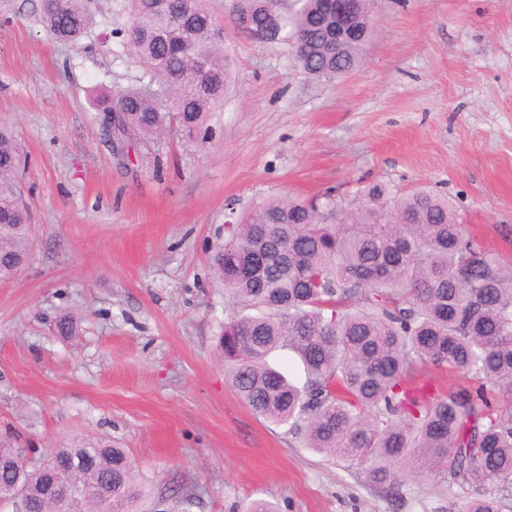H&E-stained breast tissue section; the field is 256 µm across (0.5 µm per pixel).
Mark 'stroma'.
Returning <instances> with one entry per match:
<instances>
[{"label": "stroma", "mask_w": 512, "mask_h": 512, "mask_svg": "<svg viewBox=\"0 0 512 512\" xmlns=\"http://www.w3.org/2000/svg\"><path fill=\"white\" fill-rule=\"evenodd\" d=\"M0 0V124L27 159L29 259L0 283V436L30 464L102 440L139 469L136 512H463L474 488L406 478L402 499L244 405L217 346L230 304L212 274L227 225L274 194L359 201L373 184L448 196L512 266V0H370L349 73L316 79L211 0L233 63L204 145L129 141L117 160L95 94L147 84L122 42L129 0H94L79 44ZM64 311L78 333L55 332Z\"/></svg>", "instance_id": "1"}]
</instances>
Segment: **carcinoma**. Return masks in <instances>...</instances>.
Masks as SVG:
<instances>
[{"label": "carcinoma", "instance_id": "carcinoma-1", "mask_svg": "<svg viewBox=\"0 0 512 512\" xmlns=\"http://www.w3.org/2000/svg\"><path fill=\"white\" fill-rule=\"evenodd\" d=\"M90 4L52 0L38 21L52 39L76 43L93 24ZM327 6L300 0L285 14L244 0L236 15H250L255 30L280 28L298 70L334 78L357 65L361 44L327 41ZM130 12L123 47L150 81L104 100L113 132L142 142L166 132L207 140L231 74L207 0H131ZM21 162L16 134L0 125L1 282L30 253ZM228 228L212 269L237 308L218 346L239 399L313 452L360 467L376 486L397 492L406 469L446 468L478 490L466 512H500L512 500V268L468 234L448 199L425 190L393 198L376 185L352 206L330 196L321 206L283 193ZM78 325L63 314L57 330L73 336ZM283 350L299 358L302 384L271 361ZM426 367L472 384L438 391L419 375ZM487 382L504 408L488 400ZM89 458L91 471L82 465ZM49 470L87 489L112 473V503L100 512H132L140 496L139 470L123 448L84 439L46 449L30 468L24 449L0 439V501L22 492L40 512Z\"/></svg>", "mask_w": 512, "mask_h": 512}]
</instances>
